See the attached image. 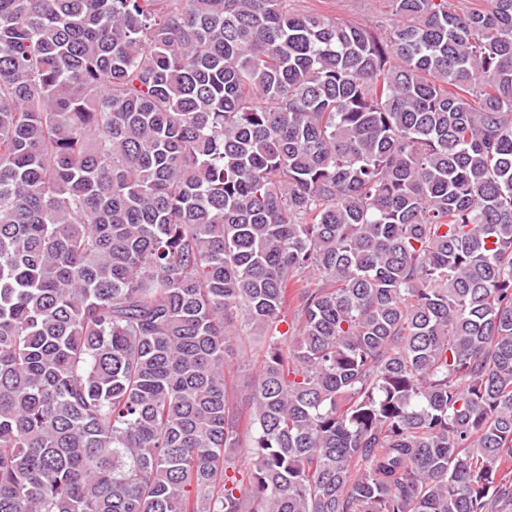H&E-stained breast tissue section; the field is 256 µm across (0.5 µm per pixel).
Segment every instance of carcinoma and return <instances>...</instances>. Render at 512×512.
I'll list each match as a JSON object with an SVG mask.
<instances>
[{
    "mask_svg": "<svg viewBox=\"0 0 512 512\" xmlns=\"http://www.w3.org/2000/svg\"><path fill=\"white\" fill-rule=\"evenodd\" d=\"M388 14L0 0V512H512V0ZM231 356V368L238 371L241 380H246L248 376L254 374L257 370L260 360V349L249 350L242 347V351L237 350Z\"/></svg>",
    "mask_w": 512,
    "mask_h": 512,
    "instance_id": "cac0c4a2",
    "label": "carcinoma"
}]
</instances>
